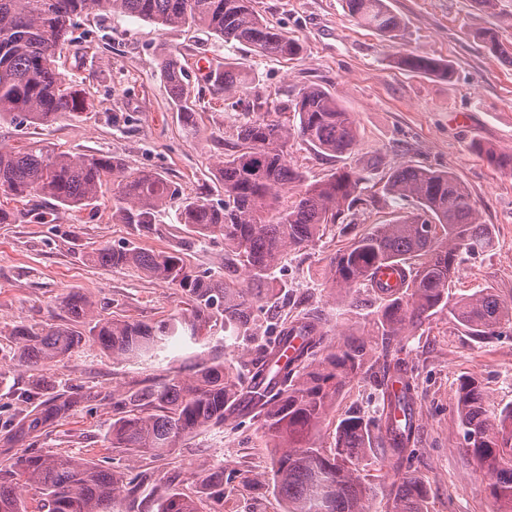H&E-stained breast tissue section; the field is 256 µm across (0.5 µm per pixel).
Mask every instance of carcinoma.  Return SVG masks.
I'll use <instances>...</instances> for the list:
<instances>
[{
	"mask_svg": "<svg viewBox=\"0 0 512 512\" xmlns=\"http://www.w3.org/2000/svg\"><path fill=\"white\" fill-rule=\"evenodd\" d=\"M253 0H0V121L45 125L61 113H79L88 103L59 71L57 52L70 41L75 19L97 8L121 12L162 27H203L219 39L246 44L259 56L294 58L303 46L257 14ZM356 22L388 38L402 19L385 0H345ZM484 47L512 64V45L496 31L481 33ZM405 69L448 76V65L419 52L396 56ZM171 99L182 105L183 123L194 125L187 105L183 69L177 54L161 59ZM216 93L243 94L245 79L234 70L208 76ZM293 119L262 114L246 120L236 141L219 160L224 199L210 192L182 196L158 173L127 171L104 154L57 152L40 142L0 151V194H39L64 211L92 205L112 186V218L139 236L155 232L159 211L177 206L181 223L200 238L224 239V273L197 274L180 256L182 244L168 251H146L130 242L103 245L87 254L99 266H135L181 290L186 308L154 323L94 319L93 303L71 292L61 300L66 320L18 330L27 337L17 362L32 370L48 366L80 345L83 327L114 359L151 357L172 336H216L242 340L237 362L211 358L158 382L112 391L111 448L161 458L184 439L252 416L272 440L273 489L283 512H369L375 488L363 472L374 462L393 473L389 512H428L427 492L411 469L418 440L413 400L417 376L402 353L409 336L444 310L473 340L485 342L512 331V302L491 292L452 297L453 277L465 255L491 246L488 225L466 186L452 173L411 162L388 177L386 194L414 202L413 210L392 224L356 234L330 257L324 276L342 307L368 309L362 332L333 338L328 318L317 307L292 316L279 309L287 300L277 273L291 253L315 246L330 227L349 234L358 213L375 202L373 168L338 170L307 184L288 161L293 138L319 153L352 151V113L320 86L300 90ZM489 164L512 170V152L481 147ZM300 186L295 199L288 185ZM398 272L395 284L378 280L384 267ZM369 383L378 409L371 415L349 410L336 428L332 448L318 443L321 424L344 387L354 378ZM35 413L23 417L6 440L39 438L67 418L84 397L53 392ZM455 412L462 449L488 478L497 512H512V406L491 414L476 378L459 382ZM137 486H118L112 470L89 457L60 452H28L0 466V512H118L120 497ZM157 512H203L201 502L178 492L161 499Z\"/></svg>",
	"mask_w": 512,
	"mask_h": 512,
	"instance_id": "obj_1",
	"label": "carcinoma"
}]
</instances>
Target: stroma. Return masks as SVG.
<instances>
[{
  "label": "stroma",
  "instance_id": "obj_1",
  "mask_svg": "<svg viewBox=\"0 0 512 512\" xmlns=\"http://www.w3.org/2000/svg\"><path fill=\"white\" fill-rule=\"evenodd\" d=\"M386 3L404 23L392 41L359 26L344 0H254L271 26L300 40L303 52L295 60L258 56L249 46L220 41L204 29H162L136 17L89 10L78 20L83 39L59 52L62 72L81 81L89 109L41 126L2 121L0 144L10 149L40 141L69 153H105L127 169L162 174L183 193L215 191L217 159L235 141L249 112L319 85L351 112L356 145L351 154L336 157L290 141L288 159L307 182L340 169L376 165L373 191L379 201L359 217L362 233L412 209V202L382 192L388 175L403 163L453 173L469 190L482 223L490 225L494 242L489 251L465 258L452 292L466 296L487 289L512 301V173L490 166L477 151L482 144L512 152V64L490 53L478 37L493 22L500 38L512 43V0H496L489 15L478 11L473 0ZM404 49L444 61L451 77L397 68L394 59ZM171 51L185 69L188 105L196 119L191 132L157 65ZM200 57L247 73L246 94L227 98L211 93L195 64ZM131 241L154 251L184 242L182 257L197 273L217 272L224 265L223 238L197 237L172 208L158 214L154 234L135 237L130 225L113 220L108 194L96 206L65 213L53 224L26 218L0 224V461L20 451L4 437L34 410L28 393L41 376L52 380L57 392L78 390L87 399L73 417L39 437L35 450L90 456L112 469L120 483L138 484L134 500L120 503L121 512H156L157 499L173 489L201 500L206 512H283L273 490L268 439L252 421L185 439L159 459L111 449L107 395L188 372L200 360L220 354L236 358L237 349L225 347L223 336L176 338L148 361L113 359L88 336L42 371L18 365L16 330L60 322V302L70 292L87 295L104 317L154 322L182 308L175 286L133 267H100L85 259L99 245ZM347 243V236L330 229L313 249L289 256L280 274L290 299L309 298L341 326L357 316H339L322 272ZM407 349L418 377L419 443L413 468L428 491L429 512H496L477 462L460 446L455 398L460 378L471 375L482 383L489 411L512 405V335L473 341L443 311L417 330ZM370 395L361 379L345 386L321 426L323 447H333L339 420L349 409L366 407ZM226 469L233 477L223 487L202 479Z\"/></svg>",
  "mask_w": 512,
  "mask_h": 512
}]
</instances>
